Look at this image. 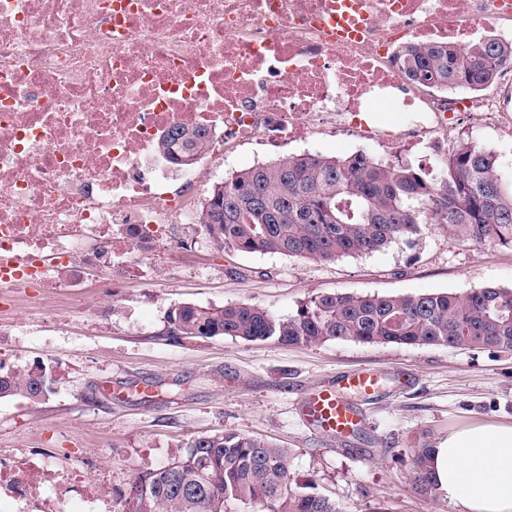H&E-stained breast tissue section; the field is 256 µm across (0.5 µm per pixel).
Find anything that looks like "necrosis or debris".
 <instances>
[{
    "label": "necrosis or debris",
    "mask_w": 512,
    "mask_h": 512,
    "mask_svg": "<svg viewBox=\"0 0 512 512\" xmlns=\"http://www.w3.org/2000/svg\"><path fill=\"white\" fill-rule=\"evenodd\" d=\"M509 21L512 0H0V257L37 261L25 288L143 275L166 228L200 221L196 170L173 175L159 150L176 126L205 129L214 152L352 135L390 163L443 153L467 110L511 140V79L485 99L406 96L395 48L401 34L463 46L483 25L509 38ZM380 103L415 113L403 137L367 121ZM53 474L26 453L2 458L0 498L64 512L45 493ZM62 479L85 512H112L80 466Z\"/></svg>",
    "instance_id": "4bbe7bcc"
}]
</instances>
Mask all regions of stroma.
Listing matches in <instances>:
<instances>
[{
	"label": "stroma",
	"instance_id": "1",
	"mask_svg": "<svg viewBox=\"0 0 512 512\" xmlns=\"http://www.w3.org/2000/svg\"><path fill=\"white\" fill-rule=\"evenodd\" d=\"M255 163L240 145L213 157L197 202ZM169 232L177 247L153 255L146 276L117 288L97 277L52 288L36 308L22 299L0 305V355L15 372L40 364L53 379L41 401L0 399V455L24 448L58 464L77 461L93 480L111 476L112 512H126L137 473L169 464L195 437L239 432L285 449L294 487L332 497L343 512H459L412 489V456L458 423H512V350L186 339L173 333L169 313L244 303L288 317L337 291L510 288L512 248L463 246L430 225L410 243L317 262L224 249L202 224ZM368 367L406 375L362 403L359 434L339 441L300 419L310 390Z\"/></svg>",
	"mask_w": 512,
	"mask_h": 512
}]
</instances>
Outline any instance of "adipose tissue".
<instances>
[{
	"label": "adipose tissue",
	"instance_id": "adipose-tissue-1",
	"mask_svg": "<svg viewBox=\"0 0 512 512\" xmlns=\"http://www.w3.org/2000/svg\"><path fill=\"white\" fill-rule=\"evenodd\" d=\"M439 496L462 512H512V423L463 422L431 451Z\"/></svg>",
	"mask_w": 512,
	"mask_h": 512
}]
</instances>
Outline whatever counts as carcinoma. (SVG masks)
Here are the masks:
<instances>
[{"label": "carcinoma", "mask_w": 512, "mask_h": 512, "mask_svg": "<svg viewBox=\"0 0 512 512\" xmlns=\"http://www.w3.org/2000/svg\"><path fill=\"white\" fill-rule=\"evenodd\" d=\"M397 58L411 84L481 91L512 64V43L490 36L461 49L410 44ZM206 145L205 133L187 127L171 129L161 141L180 167L195 164ZM444 169V177L433 180L420 167L383 163L363 152L290 156L215 185L208 200H222L224 212L205 203L201 223L224 249L318 261L413 241L429 224L461 245L511 247L512 166L497 151L463 138L448 150ZM169 322L186 338L512 350V288L414 296L325 293L288 317L255 304H186L170 311ZM50 392L52 379L41 366L0 373V397L39 401ZM429 453L414 451L412 486L432 498ZM230 502L255 512H341L331 498L292 487L285 450L236 432L194 438L176 461L137 475L127 512H226Z\"/></svg>", "instance_id": "carcinoma-1"}]
</instances>
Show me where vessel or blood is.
Returning a JSON list of instances; mask_svg holds the SVG:
<instances>
[{
	"instance_id": "obj_1",
	"label": "vessel or blood",
	"mask_w": 512,
	"mask_h": 512,
	"mask_svg": "<svg viewBox=\"0 0 512 512\" xmlns=\"http://www.w3.org/2000/svg\"><path fill=\"white\" fill-rule=\"evenodd\" d=\"M382 375L376 370L357 371L337 376L335 382L311 390L300 404L303 420L324 434L344 439L364 424L361 402L381 392Z\"/></svg>"
}]
</instances>
